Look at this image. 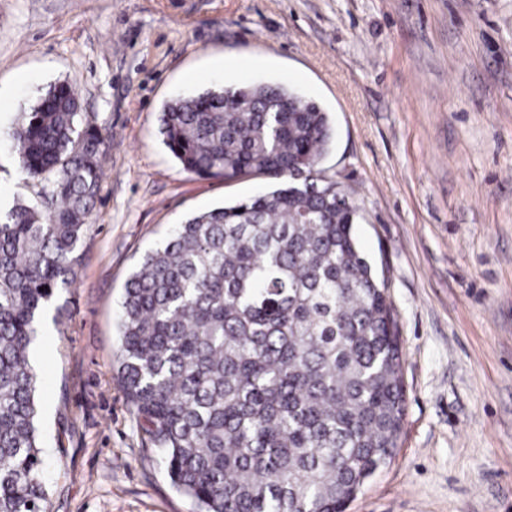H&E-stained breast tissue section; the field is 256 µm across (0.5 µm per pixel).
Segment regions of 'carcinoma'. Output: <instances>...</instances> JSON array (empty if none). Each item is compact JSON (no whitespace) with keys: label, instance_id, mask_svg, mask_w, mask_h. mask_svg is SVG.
Returning <instances> with one entry per match:
<instances>
[{"label":"carcinoma","instance_id":"obj_1","mask_svg":"<svg viewBox=\"0 0 512 512\" xmlns=\"http://www.w3.org/2000/svg\"><path fill=\"white\" fill-rule=\"evenodd\" d=\"M79 107L60 82L10 133L39 190L0 216V512H46L30 354L74 275L107 142ZM159 134L188 173L274 183L190 216L131 274L127 402L198 512H343L394 455L404 385L358 207L320 177L326 112L280 84L217 86L166 104Z\"/></svg>","mask_w":512,"mask_h":512}]
</instances>
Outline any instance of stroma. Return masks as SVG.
Instances as JSON below:
<instances>
[{"mask_svg": "<svg viewBox=\"0 0 512 512\" xmlns=\"http://www.w3.org/2000/svg\"><path fill=\"white\" fill-rule=\"evenodd\" d=\"M107 129L70 286L32 347L49 512H196L118 377L116 311L140 258L261 178L183 170L170 99L276 83L315 100L320 167L392 304L396 453L347 512H512V0H0V211L35 193L9 146L48 88Z\"/></svg>", "mask_w": 512, "mask_h": 512, "instance_id": "obj_1", "label": "stroma"}]
</instances>
